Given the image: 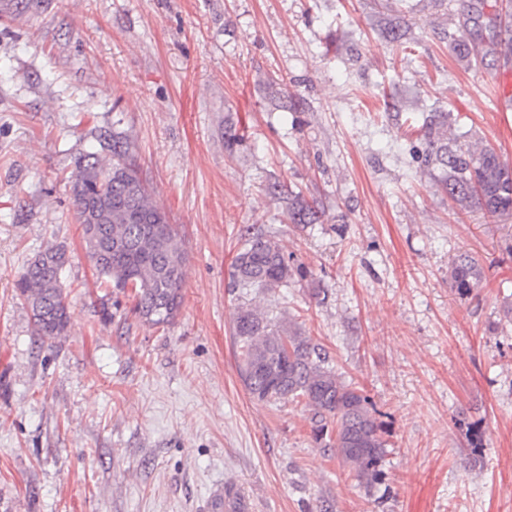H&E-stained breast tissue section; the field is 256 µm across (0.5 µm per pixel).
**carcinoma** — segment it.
Instances as JSON below:
<instances>
[{"instance_id":"obj_1","label":"carcinoma","mask_w":512,"mask_h":512,"mask_svg":"<svg viewBox=\"0 0 512 512\" xmlns=\"http://www.w3.org/2000/svg\"><path fill=\"white\" fill-rule=\"evenodd\" d=\"M425 141L423 162L441 170L448 196L490 217H512V167L494 148L482 145L448 150V113L430 112L412 127ZM99 149L83 154L71 180L73 207L91 209L95 223H80L86 253L98 278L113 292L130 293L131 313L153 327L171 324L184 302L185 245L166 211L151 201L146 178L136 165L127 138L106 132L96 136ZM319 204L301 196L288 199L291 224H315ZM66 248L52 244L32 259L17 280L39 340L67 335V294L60 288ZM299 266L290 264L278 242L262 233H247L231 264L230 284L245 291L274 293L288 287ZM450 288L459 296L480 287L481 271L465 252L448 262ZM241 380L261 402L288 400L309 413L311 433L323 448H332L357 485L370 490L381 476L388 442L381 412L364 390L342 377L329 356L300 330L278 325L269 313L243 303L233 320ZM469 456L484 448L483 433L468 429Z\"/></svg>"}]
</instances>
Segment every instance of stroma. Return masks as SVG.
Returning <instances> with one entry per match:
<instances>
[{"instance_id": "obj_1", "label": "stroma", "mask_w": 512, "mask_h": 512, "mask_svg": "<svg viewBox=\"0 0 512 512\" xmlns=\"http://www.w3.org/2000/svg\"><path fill=\"white\" fill-rule=\"evenodd\" d=\"M394 12L409 25L389 43ZM463 23L459 0H0V512H208L226 483L251 512H512V219L448 199L408 129L447 113L460 144L512 164V65L487 37L454 46ZM102 130L128 138L185 244L183 306L159 329L81 243L68 179ZM276 183L320 223H288ZM249 227L307 271L254 301L384 414L371 490L302 405L240 380L229 282ZM50 244L70 324L43 343L16 281ZM461 250L482 275L467 298L448 286Z\"/></svg>"}]
</instances>
